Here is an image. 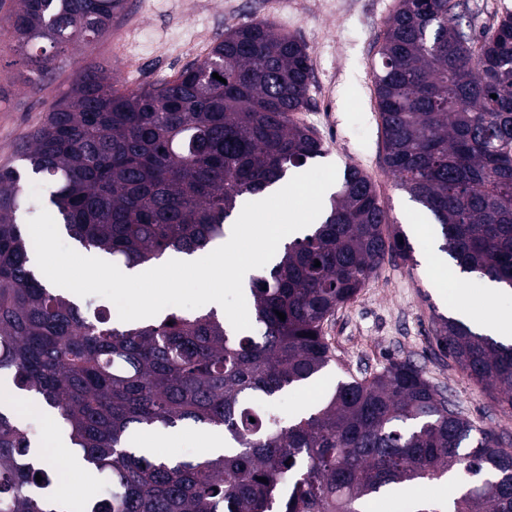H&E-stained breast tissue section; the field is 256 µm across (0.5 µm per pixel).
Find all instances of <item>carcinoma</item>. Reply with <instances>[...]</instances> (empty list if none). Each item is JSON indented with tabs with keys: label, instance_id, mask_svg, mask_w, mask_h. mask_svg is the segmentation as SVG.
Here are the masks:
<instances>
[{
	"label": "carcinoma",
	"instance_id": "1",
	"mask_svg": "<svg viewBox=\"0 0 512 512\" xmlns=\"http://www.w3.org/2000/svg\"><path fill=\"white\" fill-rule=\"evenodd\" d=\"M124 8L0 0V57L17 55L42 76ZM378 55L385 165L461 272L512 287V13L474 37L456 0H400ZM311 78L306 45L263 21L228 28L160 82L127 88L101 66L83 69L18 151L22 167L0 168V374L112 479L99 501L58 498L57 467L36 460L33 431L0 405V512H368L377 497L464 472L478 481L463 482L448 512H512V450L490 430L474 434L410 361L339 380L285 426L266 411L327 369L325 323L379 264L410 258L358 168L345 169L320 222L251 276L253 335L213 309L123 322L31 267L19 212L32 178L68 236L120 269L223 240L246 198L324 154L295 119ZM435 337L512 412V344L444 315ZM184 423L224 430V454L167 463L134 448L136 431Z\"/></svg>",
	"mask_w": 512,
	"mask_h": 512
}]
</instances>
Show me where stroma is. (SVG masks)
<instances>
[{
	"instance_id": "1",
	"label": "stroma",
	"mask_w": 512,
	"mask_h": 512,
	"mask_svg": "<svg viewBox=\"0 0 512 512\" xmlns=\"http://www.w3.org/2000/svg\"><path fill=\"white\" fill-rule=\"evenodd\" d=\"M398 6L399 0H288L287 9L276 12L272 0H126L109 32L92 45L61 53L47 76L25 81L17 67L0 59V167L18 165V146L86 66L106 67L122 84L136 87L175 74L232 25L263 20L295 35L306 45L312 68L309 103L298 117L321 139L323 163L366 173L412 248L411 260L386 259L357 298L329 321L334 362L315 381L317 394H326L337 380L408 360L477 428L512 439V413L501 410L452 359L437 354L434 342L435 315L454 314L459 294L470 296L476 313L490 312L508 323L512 297L486 299L480 281L471 277L435 284L411 223L421 208L384 164L373 72L386 22Z\"/></svg>"
}]
</instances>
